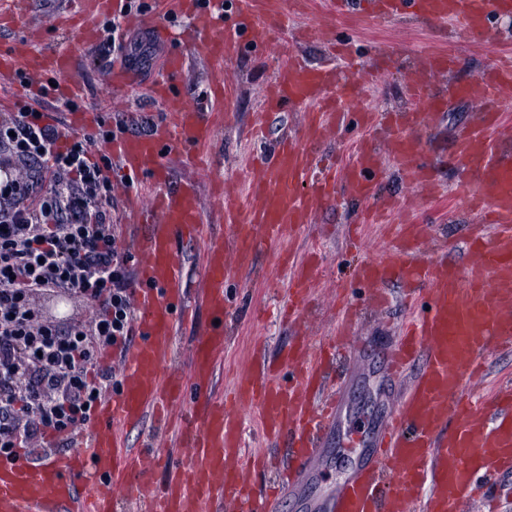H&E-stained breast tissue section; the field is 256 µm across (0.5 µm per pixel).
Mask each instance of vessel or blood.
<instances>
[{"instance_id": "b4317fda", "label": "vessel or blood", "mask_w": 512, "mask_h": 512, "mask_svg": "<svg viewBox=\"0 0 512 512\" xmlns=\"http://www.w3.org/2000/svg\"><path fill=\"white\" fill-rule=\"evenodd\" d=\"M369 18L380 22L412 14L431 24L455 22V35L488 49L500 39L489 24L490 14H512V0H367ZM80 8L83 22L76 37L80 44L98 40L95 20L122 9L121 0H0V26L41 10L53 19L68 17ZM239 23L253 45L277 52L281 58L274 81L255 114L256 128H264L283 103L305 108L299 134L284 136L254 157L246 179L251 199L248 208L235 200L238 187L216 189L213 198L224 206L226 238H217L204 222L200 189L187 179L169 188L166 156L186 148L211 144L218 115L191 105L173 85L186 67L187 56L223 67L235 44L215 30L214 15L203 0H152L149 11L130 17L134 26L151 29L165 38L164 21L187 17L186 50L166 52L152 82L151 97L161 104L163 118L147 131L115 137L107 144L120 171L149 176L146 194L128 201L124 219L143 225V232L127 243L134 255L136 287L133 325L138 343L112 346L106 361H120L121 390L97 407L93 423L80 431L82 446L64 463L25 454L0 458V512H116L118 507L148 503L151 512H274L275 501H255L252 476L271 470L272 458L244 457L240 445L239 410L256 411L266 436L287 437L290 457L281 469L280 490H294L311 475L323 440L336 420L338 401L325 396L335 355L300 341L285 357L295 365L298 378L286 386L268 360L251 366L236 381L237 408L220 399L206 398L195 415L174 419L187 385L207 389L224 355V282L231 273L255 267L258 252L285 233L308 224L312 215L335 192L325 179H310L315 165L312 152L325 133L343 123L341 105L354 92L351 79L334 69L304 64L285 49L277 30L285 16L284 0H238ZM26 47L0 51V84L17 94L53 101L77 94L72 78L71 50L41 43L39 30L28 26ZM455 56L433 50L423 56L428 75L449 72ZM54 76L55 88L43 89L41 80ZM106 82L123 93L137 82L127 64L109 65ZM485 110L461 135L455 146L457 162L470 174L465 184L470 210L478 223L495 228L492 239L471 236L465 251L471 266L447 259L423 258L410 243L415 231L406 225L398 246L356 264L351 282L368 288V299L388 308L390 283L405 284L404 301L412 313L396 346L386 353L391 376L402 379L416 360L421 371L401 401L386 417L374 441L369 460L325 504L326 512H409L416 497H423V512H463L466 498L478 494L486 505L498 506L512 496V387H498L481 400L466 399L464 391L483 377L487 354L495 348L512 349V124L499 109L498 95L512 86V58L500 57L480 77ZM408 91L417 106L408 112L385 114L387 127L403 128L392 145V161L412 189L435 196L432 168L423 161L415 126L436 121L446 97L469 98L467 83L449 86L447 96L429 92L424 81H413ZM42 122L58 127L59 148L93 125L94 112L55 113L41 110ZM385 171L382 156L360 146L344 166L341 182L349 196L371 208V221L385 223L396 200L377 202V186ZM187 239L203 242V299L215 327L194 342L188 373L175 367L174 313L184 297L182 266L175 244ZM319 253L309 250L295 265L288 290V309L302 314L309 297ZM154 413L159 429L176 427L190 455L161 491L132 479L134 460L124 451L121 431L139 426Z\"/></svg>"}]
</instances>
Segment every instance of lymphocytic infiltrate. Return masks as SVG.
I'll use <instances>...</instances> for the list:
<instances>
[{
	"label": "lymphocytic infiltrate",
	"mask_w": 512,
	"mask_h": 512,
	"mask_svg": "<svg viewBox=\"0 0 512 512\" xmlns=\"http://www.w3.org/2000/svg\"><path fill=\"white\" fill-rule=\"evenodd\" d=\"M29 106L0 119V457L73 441L91 422L112 368L102 351L132 334V256L112 222V160L90 161L96 134L57 147ZM31 162L18 172L17 162ZM65 290L90 302L87 324L41 318L31 297Z\"/></svg>",
	"instance_id": "lymphocytic-infiltrate-1"
}]
</instances>
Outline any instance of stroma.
Returning a JSON list of instances; mask_svg holds the SVG:
<instances>
[{
  "mask_svg": "<svg viewBox=\"0 0 512 512\" xmlns=\"http://www.w3.org/2000/svg\"><path fill=\"white\" fill-rule=\"evenodd\" d=\"M283 25L289 46L308 64L332 63L341 75L356 79L359 84V93L350 102L343 126L313 149L317 160L325 164L347 163L358 142L373 141L381 151H388L389 141L378 131L365 129L359 122V115L365 111L410 108L406 85L415 75L416 61L425 50L444 49L459 58L458 66L450 75L433 82L431 91L435 94L447 93L449 85L454 83H477L492 61L491 54L476 44L453 41L450 29L436 30L410 17L385 25L359 16L337 18L325 13L315 2L306 8H289ZM186 26L183 20L172 23L170 39L165 43L150 31L128 29V54L141 75V86L118 97L106 89L102 76L104 63L98 52L78 50L74 78L82 86V93L76 99L80 109L98 113L105 129L115 134L146 131L159 118L160 111L143 88L157 72L165 51L183 48ZM323 26L334 28L338 42L348 45V55H328L316 37L317 29ZM374 41L391 44L392 53L386 62H379L370 52L369 45ZM239 45V52L223 70L230 87L221 102H213L210 97L209 82L216 70L203 61L191 59L177 81L178 89L191 104L222 113L223 126L216 132L208 155L202 159H195L190 150L166 157L165 163L172 169L175 181L193 175L205 189L211 181L233 183L243 176V167L255 150L251 137L253 115L263 104L278 57L251 46L250 36L245 32L239 35ZM481 102L482 94L478 91L467 99L449 100L439 121L414 132L426 146L425 155L435 167L434 175L441 192L451 196L447 206L429 202L419 193L406 189L400 174L391 169L386 170L380 187L385 195H406L422 226L418 243L423 250L443 251L456 261L461 255L454 245L468 234L475 219L467 207L465 179L449 158L458 131L473 121ZM360 211V203L344 190H337L311 224L262 249L254 271L236 272L228 278L224 288V334L228 341L224 357L216 368L211 387L213 394L230 391L256 352L275 357L287 351L295 339L296 325L283 322L278 316L279 307L288 298L286 286L292 272L291 267L281 263V251H293L300 259L311 246L319 247L322 265L315 279L318 308L309 319L306 332L314 341L331 335L338 317L332 306L337 284L348 281L354 262L375 256L377 247L390 244L388 236L377 225L360 223ZM200 250L197 243L181 241L177 244L188 317L178 320L174 343L177 359L184 366L190 363L196 337L214 324L200 300L204 275ZM33 303L47 321L67 324L90 318L88 304L60 290L36 293ZM403 319V311L397 308L387 313L369 310L356 325V350L344 355L339 362L343 384L331 435L314 464L310 479L301 490L285 493L277 512H308L310 504L331 496L351 475L368 439L398 404L401 385L385 374L383 353L395 343ZM124 441L129 450L144 457L159 449L167 452L170 460L180 462L187 453L176 431L160 433L150 419L128 430Z\"/></svg>",
  "mask_w": 512,
  "mask_h": 512,
  "instance_id": "35a3bbf8",
  "label": "stroma"
}]
</instances>
